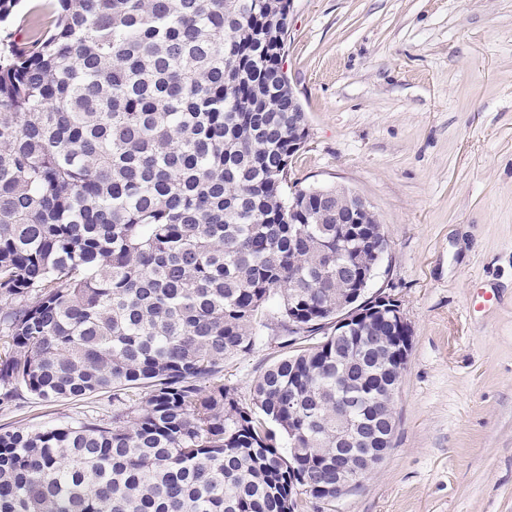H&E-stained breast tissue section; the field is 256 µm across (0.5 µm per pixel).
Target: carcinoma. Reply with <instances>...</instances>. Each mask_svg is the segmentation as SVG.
Masks as SVG:
<instances>
[{"label": "carcinoma", "instance_id": "cac0c4a2", "mask_svg": "<svg viewBox=\"0 0 512 512\" xmlns=\"http://www.w3.org/2000/svg\"><path fill=\"white\" fill-rule=\"evenodd\" d=\"M288 0H41L0 49V386L125 409L0 431V512H301L331 502L349 382L361 422L403 362L319 334L364 257L334 187L288 182ZM294 208L293 222L288 210ZM301 324L288 334V319ZM275 332L265 330V339L258 343L254 349L245 355L233 356L224 361V382L237 388L238 398L244 405L250 404L252 399V385L257 377L270 364L294 353L293 351L316 342L318 335L290 347H281L279 340L274 338Z\"/></svg>", "mask_w": 512, "mask_h": 512}]
</instances>
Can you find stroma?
<instances>
[{
    "label": "stroma",
    "instance_id": "obj_1",
    "mask_svg": "<svg viewBox=\"0 0 512 512\" xmlns=\"http://www.w3.org/2000/svg\"><path fill=\"white\" fill-rule=\"evenodd\" d=\"M285 59L309 128L292 177L370 202L391 245L371 288L412 334L388 454L305 512H512V0H292ZM289 353L266 331L224 381L250 403ZM112 409L20 391L0 427Z\"/></svg>",
    "mask_w": 512,
    "mask_h": 512
}]
</instances>
